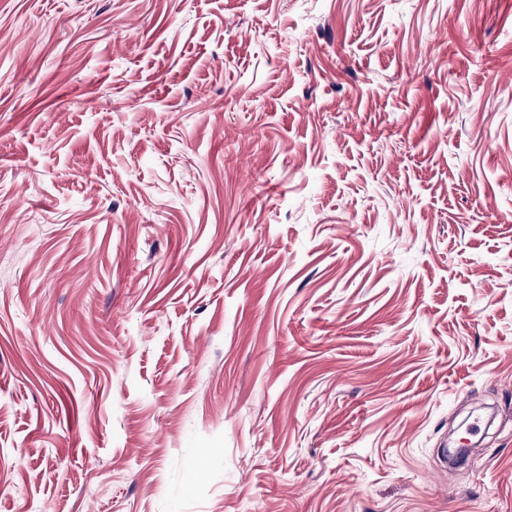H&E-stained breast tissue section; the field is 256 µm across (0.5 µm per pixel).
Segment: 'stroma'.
Segmentation results:
<instances>
[{"label":"stroma","mask_w":512,"mask_h":512,"mask_svg":"<svg viewBox=\"0 0 512 512\" xmlns=\"http://www.w3.org/2000/svg\"><path fill=\"white\" fill-rule=\"evenodd\" d=\"M0 512H512V0H0Z\"/></svg>","instance_id":"stroma-1"}]
</instances>
